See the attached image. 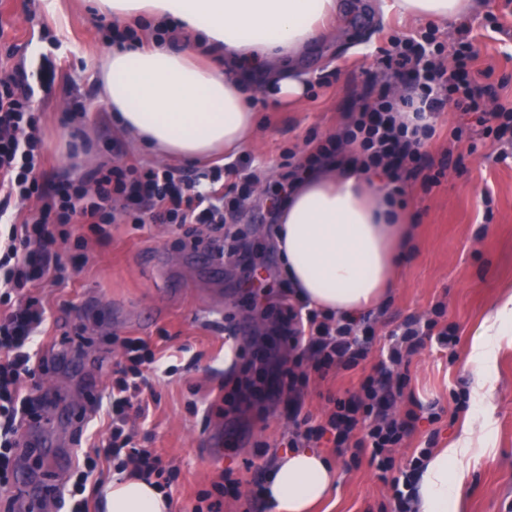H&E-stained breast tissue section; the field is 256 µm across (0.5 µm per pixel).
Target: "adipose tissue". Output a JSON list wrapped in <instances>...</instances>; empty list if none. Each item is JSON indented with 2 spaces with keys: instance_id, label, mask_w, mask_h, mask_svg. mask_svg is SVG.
<instances>
[{
  "instance_id": "1",
  "label": "adipose tissue",
  "mask_w": 512,
  "mask_h": 512,
  "mask_svg": "<svg viewBox=\"0 0 512 512\" xmlns=\"http://www.w3.org/2000/svg\"><path fill=\"white\" fill-rule=\"evenodd\" d=\"M114 22L142 14L168 17L177 43L113 49L101 71V100L128 135L157 157L197 160L242 147L256 117L243 91L252 73L265 74L275 97L305 95L308 74L296 66L338 15L340 0H102ZM475 0H383L384 11L445 23L467 16ZM404 215L388 204L382 183L350 164L332 163L298 182L279 214L276 242L283 272L312 308L338 317L375 305L391 284ZM512 335V295L485 320L474 350L489 362ZM471 446L462 435L431 456L422 473L416 512H448L451 469ZM336 471L311 450L288 452L263 496L271 512H310L333 490ZM106 512H169L163 494L138 476L103 489Z\"/></svg>"
}]
</instances>
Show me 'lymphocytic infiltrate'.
I'll return each mask as SVG.
<instances>
[{"mask_svg": "<svg viewBox=\"0 0 512 512\" xmlns=\"http://www.w3.org/2000/svg\"><path fill=\"white\" fill-rule=\"evenodd\" d=\"M101 32L108 43L134 47L163 43L173 34L166 21L143 18L123 27L105 26ZM379 53L388 77L405 82L403 94L381 93L350 113L343 128L318 142L284 175L281 193H288L308 172L330 163L346 144L358 146L364 171L386 175L389 199L403 196L419 180L432 185L420 160L427 141L436 134L438 112L449 104L466 117L451 130L455 140H470L478 133L501 138L512 132V112L489 110L492 88L467 78L476 57L467 31H460L452 46L450 67L440 59L441 45L427 34L390 36ZM47 162L34 120L29 75L24 68H13L0 79V217L16 200L34 198L39 205L21 223L11 224L6 238L0 239V488L4 490L12 487L21 429L47 402L46 396L27 391L24 382L35 375L31 342L50 327L48 312L32 296L31 288L42 279L58 283L67 277V266L54 248L53 225L86 224L102 237L107 225L120 220L138 225L204 224L220 233L227 222L224 173L246 183L256 177L249 159L226 169L214 167L204 182L185 181L173 166L157 169L125 161L99 164L78 180L65 179L49 187L44 181ZM266 307L276 311L277 334L296 353L295 358L279 362L277 374L278 390L287 394L294 417L288 446L314 448L331 443L341 454L347 444H354L368 454L380 478L389 479L396 512H415L418 475L431 451L420 449L404 469H396L394 451L411 431L417 414L410 408L398 416L391 408L403 394L399 368L410 356L428 341L443 348L456 344L455 325L443 320L444 304L433 309L442 326H423L410 318L392 330L385 359L373 366L358 391L333 398L331 409L318 421L302 411L301 395L309 374L301 371V361L311 360L312 372L321 379L333 370L357 367L368 353L358 335L360 322L321 320L307 303L289 301L284 294ZM121 347L125 361L113 372L108 433L95 451L115 460L119 471L154 480L166 493L174 479L171 467L155 449L137 446L125 430L130 416L144 420L149 415L142 393L150 386L149 374L157 359L144 340L127 338Z\"/></svg>", "mask_w": 512, "mask_h": 512, "instance_id": "1", "label": "lymphocytic infiltrate"}]
</instances>
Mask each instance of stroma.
<instances>
[{"mask_svg": "<svg viewBox=\"0 0 512 512\" xmlns=\"http://www.w3.org/2000/svg\"><path fill=\"white\" fill-rule=\"evenodd\" d=\"M0 0V69L8 71L38 60L46 52V35L62 43L53 70L32 78L39 107L35 113L48 156L47 177L77 178L98 163L120 154L152 163L148 149L134 146L112 111L100 103L99 74L111 52L95 21L103 15L97 0ZM337 19L339 35L314 43L299 66L309 75L301 105L254 92L258 131L244 147L268 171L262 193H250L237 210L235 224L249 242L251 255L238 265L211 271L193 263L179 246L182 229L172 224L109 226L108 238L94 235L84 224H67L56 248L68 265L69 278L46 282L35 290L51 316V330L37 350L41 370L27 380L33 393L52 391L59 412H79L87 405L86 380L98 377L99 397L112 385V370L122 361V339L141 338L165 353L152 396L159 403L147 427H135L138 444L156 449L178 471L172 487L171 512H194L199 491L210 489L224 468L238 480V498H225L222 512H245L246 501L265 483L287 451L292 428L287 398L253 402L240 418L225 415L219 399L232 375L224 365V336L237 331L242 362L269 349L286 359L287 348L271 332L275 313L246 319L251 308L246 274L260 271L274 294L290 292L274 244L276 226L268 212L270 200L288 170L289 157H302L309 135L335 134L350 112L377 96L387 80L378 68L375 49L384 34L433 33L451 45L457 22L445 25L415 21L383 12L380 0H343ZM496 15L506 34L480 35L488 15ZM469 23L478 36V58L468 72L471 80L499 86V102L512 108V0H477ZM93 104L83 120L90 151L70 155L72 129L65 114L72 99ZM458 113L445 107L437 119L438 138L427 147L433 165L442 166L438 184L408 188L404 212L410 235L400 249L394 285L373 309L368 322L369 354L351 370H338L328 381L310 377L303 395L306 412L322 417L329 396L345 397L358 389L362 377L381 359L390 331L406 318H427L435 303L446 306L448 323L458 328L454 349L425 345L408 366L409 384L422 407L414 432L404 438L394 457L405 466L415 449L450 447L465 423H472V451L460 465V479L449 512H512V340H502L495 357L477 365L471 358L484 319L512 293V138L471 148L451 140ZM506 161H497L500 151ZM485 380L484 403L474 388ZM437 403L438 416L428 406ZM108 419L94 414L84 427L68 431L61 422L43 434L53 446L71 443L76 461H83L95 434ZM221 432L223 444L213 451L210 436ZM322 454L336 469V486L313 512H392L388 484L379 479L368 456ZM267 512L264 505L251 506Z\"/></svg>", "mask_w": 512, "mask_h": 512, "instance_id": "obj_1", "label": "stroma"}]
</instances>
